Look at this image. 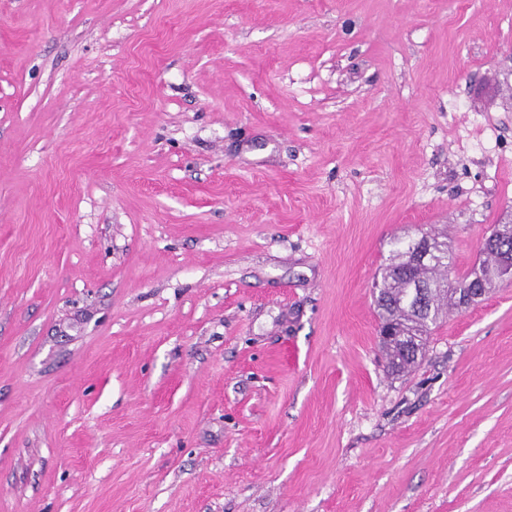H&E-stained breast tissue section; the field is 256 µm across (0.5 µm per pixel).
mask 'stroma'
<instances>
[{
	"instance_id": "35a3bbf8",
	"label": "stroma",
	"mask_w": 512,
	"mask_h": 512,
	"mask_svg": "<svg viewBox=\"0 0 512 512\" xmlns=\"http://www.w3.org/2000/svg\"><path fill=\"white\" fill-rule=\"evenodd\" d=\"M511 212L512 0H0V512H512V281L372 296ZM402 244V242H398ZM411 242L398 246L393 251L391 263L383 269L381 281L375 283V302L382 325L392 324L403 327L415 341L418 354H405L400 341L394 337L382 340L380 346L388 359L393 372L404 373L418 362L423 350V336L436 325L447 309L461 308L448 288V274L432 267H411L407 261ZM422 284L429 296L425 313L415 310V289L413 284Z\"/></svg>"
}]
</instances>
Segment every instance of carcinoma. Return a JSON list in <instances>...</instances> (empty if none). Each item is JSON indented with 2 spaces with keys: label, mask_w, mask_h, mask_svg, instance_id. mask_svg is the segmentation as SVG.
Here are the masks:
<instances>
[{
  "label": "carcinoma",
  "mask_w": 512,
  "mask_h": 512,
  "mask_svg": "<svg viewBox=\"0 0 512 512\" xmlns=\"http://www.w3.org/2000/svg\"><path fill=\"white\" fill-rule=\"evenodd\" d=\"M411 243L393 251L391 263L383 269L381 281L375 283V302L381 324H392L410 333L418 350H423V336L437 324L445 308H460L454 292L448 289V274L432 267H412L407 261ZM460 288L479 290L485 296L494 287L497 276L493 260L483 263L463 275L453 273ZM380 346L389 367L397 373L412 369L421 354H406L396 338L383 340Z\"/></svg>",
  "instance_id": "carcinoma-1"
}]
</instances>
